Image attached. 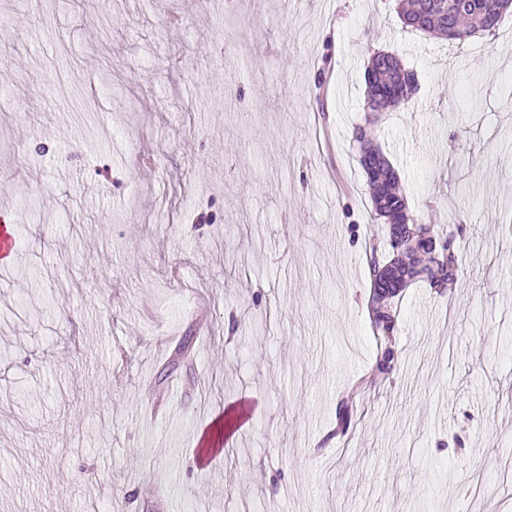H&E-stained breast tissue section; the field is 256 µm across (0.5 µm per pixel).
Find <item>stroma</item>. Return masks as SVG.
Listing matches in <instances>:
<instances>
[{"label": "stroma", "mask_w": 512, "mask_h": 512, "mask_svg": "<svg viewBox=\"0 0 512 512\" xmlns=\"http://www.w3.org/2000/svg\"><path fill=\"white\" fill-rule=\"evenodd\" d=\"M377 51L418 89L373 140L463 234L341 436ZM1 222L0 512H512V10L459 49L395 0H0Z\"/></svg>", "instance_id": "1"}]
</instances>
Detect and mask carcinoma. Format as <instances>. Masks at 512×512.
<instances>
[{
	"label": "carcinoma",
	"mask_w": 512,
	"mask_h": 512,
	"mask_svg": "<svg viewBox=\"0 0 512 512\" xmlns=\"http://www.w3.org/2000/svg\"><path fill=\"white\" fill-rule=\"evenodd\" d=\"M512 0H399L397 14L405 27L437 38L465 44L478 32L485 31L480 15L490 14L498 8L511 9ZM365 80L367 109L377 112L398 110L407 104L402 95L409 71L399 57L385 52L373 53ZM354 138L361 144L359 162L368 178L375 214L389 224L387 245L392 257L380 260L376 247H371L367 263L370 273V293L366 309L370 327L377 343V356L370 373L357 379L336 407V434L344 435L354 417L353 399L361 395L366 386L390 374L400 361L396 347L399 334L398 315L391 299L399 295L394 287L387 288L383 276L398 267L407 273L404 286L421 283L437 290L445 289L456 280L458 270L457 237L460 232H441L431 226L421 230L434 238L437 248L425 260H403L404 252L397 248L398 238L406 230L402 221L409 219L407 198L400 188L399 175L373 140L363 137L362 128H355Z\"/></svg>",
	"instance_id": "1"
}]
</instances>
